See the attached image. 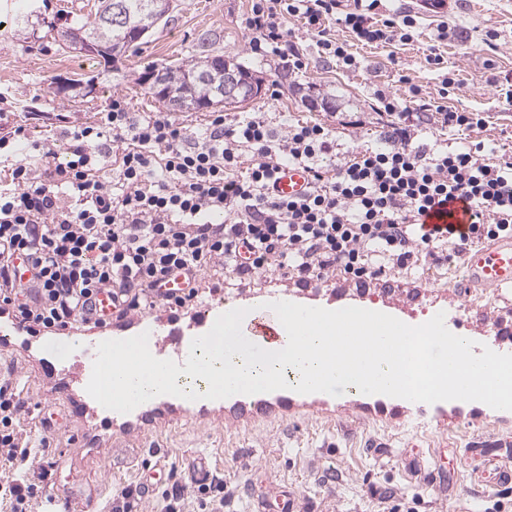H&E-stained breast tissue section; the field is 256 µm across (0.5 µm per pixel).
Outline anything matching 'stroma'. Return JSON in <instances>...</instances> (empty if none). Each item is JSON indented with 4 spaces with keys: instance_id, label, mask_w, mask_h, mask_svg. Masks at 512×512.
Wrapping results in <instances>:
<instances>
[{
    "instance_id": "stroma-1",
    "label": "stroma",
    "mask_w": 512,
    "mask_h": 512,
    "mask_svg": "<svg viewBox=\"0 0 512 512\" xmlns=\"http://www.w3.org/2000/svg\"><path fill=\"white\" fill-rule=\"evenodd\" d=\"M97 5L0 0V110L25 127L23 154L38 155L49 139L56 162H65L74 132L116 97L141 119L164 111L140 75L205 50L237 57L256 71L262 91L247 109L263 113L274 134L297 120L330 127L334 146L318 160L335 165L356 150L380 146L376 89L401 97L414 84L436 92L441 76L425 57L437 52L459 79L449 107L484 113L486 123L459 132L432 123L422 140L454 148L481 142L500 154L512 152V106L499 96L500 86L512 82V0H390L392 12L415 16L417 35L407 44L353 43L355 70L326 61L317 37L297 19L289 26L304 69H293L284 57L253 55L243 23L251 0H176L139 52L116 62L60 49L56 31L94 13ZM442 25L448 28L444 41L437 38ZM490 31L498 35L493 50L484 43ZM292 83L318 86L320 95L334 98L335 111L289 92ZM361 289L387 307H407L414 321L432 310L461 314L457 333L473 339L493 341L495 324L512 322V290L467 285L456 258L425 261L393 272L389 281L362 284L339 276L323 283L244 285L226 276L203 288L199 300L249 301L257 292L275 291L320 306L342 305ZM69 347L65 334L0 337V356L16 367L17 390L41 394L54 415L48 424L33 409L20 420L30 445L49 440L53 461L30 512H46L49 496L62 494L93 512H112L113 491L121 487L136 490L140 512H209L195 494L177 505L169 495L173 480H185L199 463L224 485L222 512H256L258 498L272 501L284 491L305 512H512V486L474 485L462 464L481 444L512 448V411L444 401L422 420L417 403L404 399L293 391L286 403L244 395L200 399L189 407L170 397L112 422L108 410L84 394L81 369L66 363Z\"/></svg>"
}]
</instances>
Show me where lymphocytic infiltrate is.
<instances>
[{
    "label": "lymphocytic infiltrate",
    "mask_w": 512,
    "mask_h": 512,
    "mask_svg": "<svg viewBox=\"0 0 512 512\" xmlns=\"http://www.w3.org/2000/svg\"><path fill=\"white\" fill-rule=\"evenodd\" d=\"M295 18L316 33L325 57L346 69L358 61L331 37L329 19L354 40L376 45L411 42L416 27L412 16L395 20L383 0H252L244 20L251 51L281 54L293 35L287 22ZM426 62L442 72L437 93L412 85L400 101L376 90L384 148L357 151L333 169L315 163L330 150V130L319 123L300 121L278 136L263 117L229 124L214 112L208 138L196 143L167 113L140 120L113 98L99 119L74 132L66 162L51 164L47 145L40 160L7 165L0 310L20 331L56 333L92 323L89 302L102 288L112 291L113 318L123 320L150 312L171 275L185 283L168 301L179 309L220 272L249 282L339 274L363 282L437 258L446 244L458 258L471 245L512 236V155L418 140L432 122L451 132L485 124L483 113L448 108L458 83L443 56L431 53ZM107 134L123 144L112 182L99 175L89 151ZM287 165L308 173L301 196L277 192ZM456 199L475 213L467 234L421 224L422 215ZM19 260L32 271L25 288L16 285ZM25 408L13 385L0 381V453L22 464L30 451L16 423Z\"/></svg>",
    "instance_id": "f902f5d3"
}]
</instances>
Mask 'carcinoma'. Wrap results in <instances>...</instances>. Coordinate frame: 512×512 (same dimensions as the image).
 Returning a JSON list of instances; mask_svg holds the SVG:
<instances>
[{"mask_svg": "<svg viewBox=\"0 0 512 512\" xmlns=\"http://www.w3.org/2000/svg\"><path fill=\"white\" fill-rule=\"evenodd\" d=\"M109 2L125 4L133 22H139L147 15L150 4V0H98L94 18L62 32L59 46L63 49L81 51L88 42L105 47L123 42L127 31L106 20L105 5ZM211 59H216V56L206 54L162 68L159 71L161 82H153L150 85L155 99L179 111L198 112L223 104L224 96L213 91L206 92L202 85V75L208 69Z\"/></svg>", "mask_w": 512, "mask_h": 512, "instance_id": "obj_1", "label": "carcinoma"}]
</instances>
